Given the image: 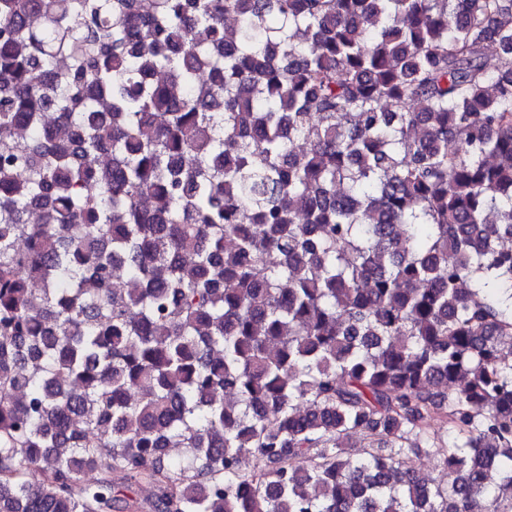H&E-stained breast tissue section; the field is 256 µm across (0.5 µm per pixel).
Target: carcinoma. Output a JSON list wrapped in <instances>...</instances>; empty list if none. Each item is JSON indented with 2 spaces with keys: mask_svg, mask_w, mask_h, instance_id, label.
<instances>
[{
  "mask_svg": "<svg viewBox=\"0 0 512 512\" xmlns=\"http://www.w3.org/2000/svg\"><path fill=\"white\" fill-rule=\"evenodd\" d=\"M151 2L0 0V512H512V0Z\"/></svg>",
  "mask_w": 512,
  "mask_h": 512,
  "instance_id": "carcinoma-1",
  "label": "carcinoma"
}]
</instances>
